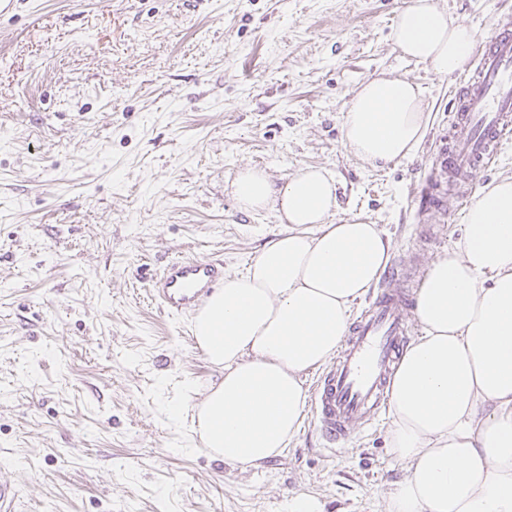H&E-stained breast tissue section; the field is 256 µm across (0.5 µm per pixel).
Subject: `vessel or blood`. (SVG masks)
Instances as JSON below:
<instances>
[{"instance_id": "vessel-or-blood-1", "label": "vessel or blood", "mask_w": 512, "mask_h": 512, "mask_svg": "<svg viewBox=\"0 0 512 512\" xmlns=\"http://www.w3.org/2000/svg\"><path fill=\"white\" fill-rule=\"evenodd\" d=\"M448 137L441 140L418 201L427 214L454 193L457 203L471 194L468 177L490 168L501 141L512 135V17L501 18L483 42L474 70L450 97ZM411 268L393 264L344 337L335 361L316 377L311 421L325 448L357 436L384 409L388 383L409 339ZM224 279V265L208 258L172 259L152 282L161 307L185 313Z\"/></svg>"}]
</instances>
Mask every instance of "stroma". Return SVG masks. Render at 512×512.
I'll list each match as a JSON object with an SVG mask.
<instances>
[{
    "label": "stroma",
    "mask_w": 512,
    "mask_h": 512,
    "mask_svg": "<svg viewBox=\"0 0 512 512\" xmlns=\"http://www.w3.org/2000/svg\"><path fill=\"white\" fill-rule=\"evenodd\" d=\"M490 34L512 0H438ZM407 0H18L0 18V479L16 512H385L404 474L391 416L323 449L310 420L285 451L243 469L191 440L170 404L218 372L190 318L158 308L169 260L244 272L281 231L231 196L253 165L281 180L335 177L340 224L378 225L419 271L464 232L455 200L414 199L448 133L453 78L402 56ZM417 83L415 155L371 166L342 142L365 80Z\"/></svg>",
    "instance_id": "35a3bbf8"
}]
</instances>
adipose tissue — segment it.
<instances>
[{
	"label": "adipose tissue",
	"instance_id": "ef3b65f1",
	"mask_svg": "<svg viewBox=\"0 0 512 512\" xmlns=\"http://www.w3.org/2000/svg\"><path fill=\"white\" fill-rule=\"evenodd\" d=\"M476 29L438 0H408L394 26L402 55L440 76L467 68ZM426 115L408 80L363 82L343 114V143L376 165L410 158ZM244 213L275 210L274 234L245 272L225 276L197 307L196 348L221 373L194 403V434L243 467L280 455L300 430L304 372L335 356L352 303L374 285L391 245L377 225L329 218L335 177L305 167L276 182L245 166L231 183ZM463 238L433 260L389 386V446L406 469L387 512H512V177L468 205Z\"/></svg>",
	"mask_w": 512,
	"mask_h": 512
}]
</instances>
